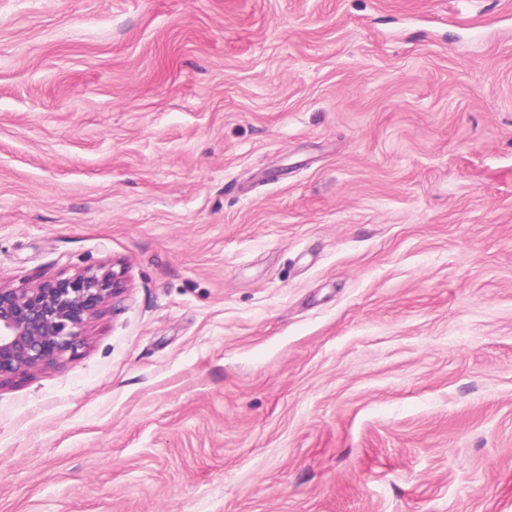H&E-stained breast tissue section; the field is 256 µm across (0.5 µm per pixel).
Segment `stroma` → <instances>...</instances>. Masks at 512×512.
I'll return each mask as SVG.
<instances>
[{
    "mask_svg": "<svg viewBox=\"0 0 512 512\" xmlns=\"http://www.w3.org/2000/svg\"><path fill=\"white\" fill-rule=\"evenodd\" d=\"M87 268L0 512H512V0H0V282Z\"/></svg>",
    "mask_w": 512,
    "mask_h": 512,
    "instance_id": "1",
    "label": "stroma"
}]
</instances>
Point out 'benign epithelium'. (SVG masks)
<instances>
[{"mask_svg":"<svg viewBox=\"0 0 512 512\" xmlns=\"http://www.w3.org/2000/svg\"><path fill=\"white\" fill-rule=\"evenodd\" d=\"M123 288L122 272L92 268L33 288L0 286V379L77 352L86 323Z\"/></svg>","mask_w":512,"mask_h":512,"instance_id":"obj_1","label":"benign epithelium"}]
</instances>
